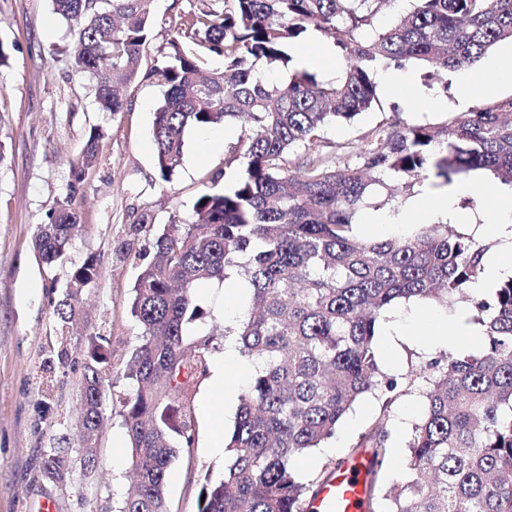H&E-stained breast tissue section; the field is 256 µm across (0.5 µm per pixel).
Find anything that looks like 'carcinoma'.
<instances>
[{
    "mask_svg": "<svg viewBox=\"0 0 512 512\" xmlns=\"http://www.w3.org/2000/svg\"><path fill=\"white\" fill-rule=\"evenodd\" d=\"M155 0H52L70 30L72 68L89 84L97 107L124 111L138 79L164 89L154 113L156 164L169 179L182 163L193 127L244 123L224 158L227 183L202 192L188 221L173 220L133 288L131 314L141 326L126 365L134 386L123 402L133 490L117 512H168L165 477L177 444L190 447L194 417L184 401L207 373L214 341L237 336L254 365L225 444L224 479L202 486L196 512H309L312 494L331 474L304 480V456L336 433L363 395L397 383L381 374L375 336L384 312L402 301L448 306L456 296L477 310L484 345L428 363L408 385L425 384L423 415L409 441L401 491L381 512H512V277L477 301L489 239L448 224H412L397 236L362 241L355 234L376 186L398 208V193L431 180L446 186L473 171L512 185V98L477 101L438 123L396 112L360 137L352 163L346 146L324 137L332 123L351 122L378 105L379 67L417 61L437 72L471 71L495 44L512 41V0H410L411 9L374 26L389 0H199L169 22L168 51L142 68L153 37ZM315 30L334 35L332 80L295 67L294 52ZM224 58V70L206 58ZM278 68V83L260 67ZM100 126L90 128L70 162V188L96 163ZM82 230L78 212L60 207L38 226L42 266L66 258ZM95 257L73 269L55 305L61 325L80 310L84 290L101 277ZM236 278L250 290L235 328L213 325L187 338L212 314L197 289ZM106 337L88 336L77 403L83 470L105 420L111 367ZM387 414L378 416L363 448L371 449L370 484L388 451ZM44 475L70 476L57 448L43 451Z\"/></svg>",
    "mask_w": 512,
    "mask_h": 512,
    "instance_id": "obj_1",
    "label": "carcinoma"
}]
</instances>
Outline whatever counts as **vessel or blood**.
Masks as SVG:
<instances>
[{
    "label": "vessel or blood",
    "instance_id": "b4317fda",
    "mask_svg": "<svg viewBox=\"0 0 512 512\" xmlns=\"http://www.w3.org/2000/svg\"><path fill=\"white\" fill-rule=\"evenodd\" d=\"M367 456L344 463L321 487L312 502L315 512H367Z\"/></svg>",
    "mask_w": 512,
    "mask_h": 512
}]
</instances>
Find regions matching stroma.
<instances>
[{
    "instance_id": "1",
    "label": "stroma",
    "mask_w": 512,
    "mask_h": 512,
    "mask_svg": "<svg viewBox=\"0 0 512 512\" xmlns=\"http://www.w3.org/2000/svg\"><path fill=\"white\" fill-rule=\"evenodd\" d=\"M0 44L8 55L0 66V512H39L47 502L54 512H115L130 489L122 401L132 389L124 371L140 334L130 312L133 287L164 227L187 218L203 191L223 188L225 152L207 145L203 129L191 128L181 166L163 181L152 138L161 87L136 83L125 94L123 112L99 111L63 52L71 44L69 26L54 14L51 0H0ZM410 69L415 91L408 98L378 83V109L355 123L328 127L326 138L348 144L346 160H354L362 132L382 113L432 123L460 112L458 74L443 72L428 83L421 64ZM94 125L105 131L98 159L73 193L69 162ZM65 202L80 212L83 230L65 264L49 270L38 262L33 239L38 225ZM91 255L99 258L103 274L84 297L81 321L62 332L52 287L64 285L72 268ZM92 333L107 337L112 373L96 467L86 475L77 467V390ZM62 345L67 359L51 362L52 351ZM375 353L398 389L359 399L335 436L307 454L302 476L316 477L325 465L351 457L383 412L390 445H406L423 412L422 392L407 390V379L429 362L447 365L450 351L446 337L413 330L397 305L379 326ZM207 387L202 379L189 393L194 443L179 450L167 471L168 512H196L201 485L224 475V454L211 447L210 435L216 426L231 433L237 408H206ZM53 446L66 449L74 467L62 484L48 480L40 467L42 452Z\"/></svg>"
}]
</instances>
